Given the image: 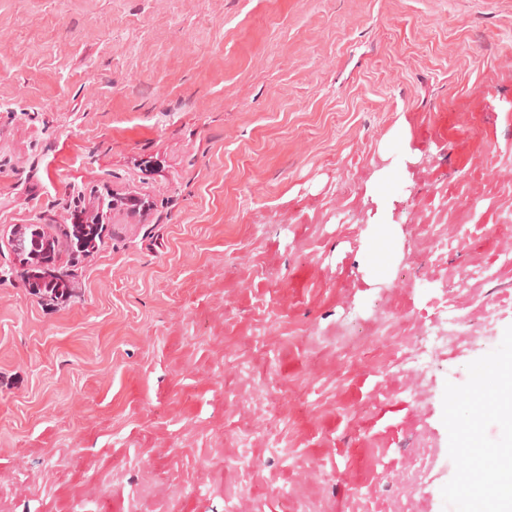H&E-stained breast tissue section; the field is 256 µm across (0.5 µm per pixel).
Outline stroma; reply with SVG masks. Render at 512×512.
Here are the masks:
<instances>
[{
    "instance_id": "1",
    "label": "stroma",
    "mask_w": 512,
    "mask_h": 512,
    "mask_svg": "<svg viewBox=\"0 0 512 512\" xmlns=\"http://www.w3.org/2000/svg\"><path fill=\"white\" fill-rule=\"evenodd\" d=\"M464 92L512 104V0H0V512H459L512 317L432 386L401 358L440 289L472 330L512 303V127L470 180L423 154L458 188L410 186L397 277L358 251L379 142ZM77 192L150 210L35 275Z\"/></svg>"
}]
</instances>
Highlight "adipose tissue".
<instances>
[{"label":"adipose tissue","instance_id":"1","mask_svg":"<svg viewBox=\"0 0 512 512\" xmlns=\"http://www.w3.org/2000/svg\"><path fill=\"white\" fill-rule=\"evenodd\" d=\"M379 164L374 165L366 183L368 231L361 240L362 280L375 285L389 277L401 256L402 223L396 220L398 206L406 198L407 187L422 154L413 146L408 116H400L379 144Z\"/></svg>","mask_w":512,"mask_h":512}]
</instances>
